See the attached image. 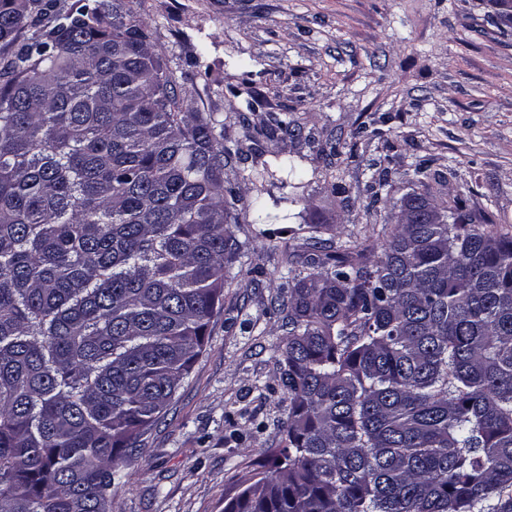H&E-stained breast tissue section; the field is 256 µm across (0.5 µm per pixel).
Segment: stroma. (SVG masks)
Here are the masks:
<instances>
[{"instance_id":"1","label":"stroma","mask_w":512,"mask_h":512,"mask_svg":"<svg viewBox=\"0 0 512 512\" xmlns=\"http://www.w3.org/2000/svg\"><path fill=\"white\" fill-rule=\"evenodd\" d=\"M192 111L212 114L240 196L224 304L127 468L114 512H224L284 447L280 288L327 225L363 243L427 163L440 205L512 235V34L495 0H125ZM286 132L267 136L273 123ZM338 143L340 155L326 153ZM303 172L294 178L282 160ZM389 180L371 204L367 186Z\"/></svg>"}]
</instances>
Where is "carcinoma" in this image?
I'll return each mask as SVG.
<instances>
[{
    "label": "carcinoma",
    "mask_w": 512,
    "mask_h": 512,
    "mask_svg": "<svg viewBox=\"0 0 512 512\" xmlns=\"http://www.w3.org/2000/svg\"><path fill=\"white\" fill-rule=\"evenodd\" d=\"M55 2L0 0V512H108L237 250L155 31ZM464 208L371 228L374 260L314 238L278 304L287 445L224 512H512V236Z\"/></svg>",
    "instance_id": "cac0c4a2"
}]
</instances>
